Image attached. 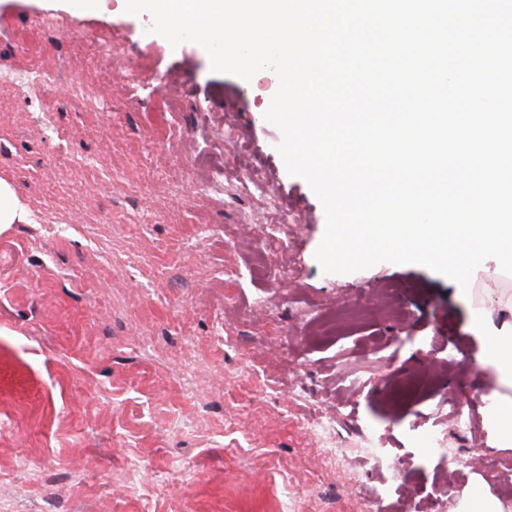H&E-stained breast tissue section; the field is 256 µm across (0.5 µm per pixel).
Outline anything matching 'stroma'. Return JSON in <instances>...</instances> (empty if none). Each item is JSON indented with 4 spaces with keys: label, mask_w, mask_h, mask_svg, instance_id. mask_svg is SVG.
I'll return each mask as SVG.
<instances>
[{
    "label": "stroma",
    "mask_w": 512,
    "mask_h": 512,
    "mask_svg": "<svg viewBox=\"0 0 512 512\" xmlns=\"http://www.w3.org/2000/svg\"><path fill=\"white\" fill-rule=\"evenodd\" d=\"M150 24L0 0V71L22 76L0 178L29 213L0 231V512H455L475 492L512 512V473L472 465L512 441L470 405L497 384L475 360L512 327V275L488 261L464 294L415 264L323 272V207L264 118L276 74L212 72ZM254 183L294 219L282 283L254 269L278 225Z\"/></svg>",
    "instance_id": "1"
}]
</instances>
